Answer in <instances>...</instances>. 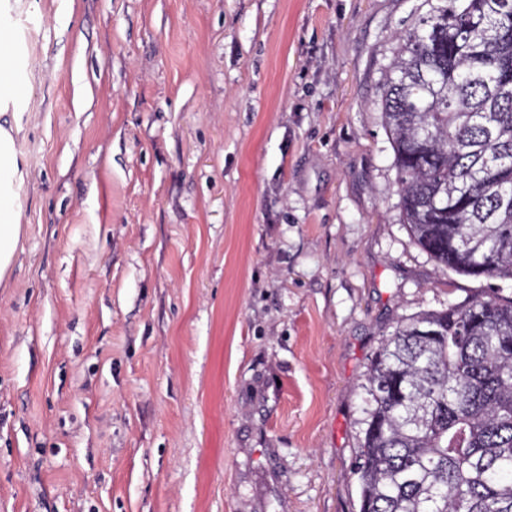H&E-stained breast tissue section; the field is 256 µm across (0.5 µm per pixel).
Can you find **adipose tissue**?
Wrapping results in <instances>:
<instances>
[{
    "label": "adipose tissue",
    "instance_id": "1",
    "mask_svg": "<svg viewBox=\"0 0 512 512\" xmlns=\"http://www.w3.org/2000/svg\"><path fill=\"white\" fill-rule=\"evenodd\" d=\"M22 179L14 129L0 123V280L8 275L13 265L22 232L17 202V187Z\"/></svg>",
    "mask_w": 512,
    "mask_h": 512
}]
</instances>
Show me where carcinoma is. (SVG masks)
Instances as JSON below:
<instances>
[{
  "instance_id": "1",
  "label": "carcinoma",
  "mask_w": 512,
  "mask_h": 512,
  "mask_svg": "<svg viewBox=\"0 0 512 512\" xmlns=\"http://www.w3.org/2000/svg\"><path fill=\"white\" fill-rule=\"evenodd\" d=\"M424 4L383 72L402 220L442 268L512 281V0ZM362 388L359 512H512V299L402 319Z\"/></svg>"
}]
</instances>
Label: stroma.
Returning <instances> with one entry per match:
<instances>
[{
	"instance_id": "35a3bbf8",
	"label": "stroma",
	"mask_w": 512,
	"mask_h": 512,
	"mask_svg": "<svg viewBox=\"0 0 512 512\" xmlns=\"http://www.w3.org/2000/svg\"><path fill=\"white\" fill-rule=\"evenodd\" d=\"M421 5L0 0V512H358L380 341L489 292L401 220L382 69ZM21 64L19 59L11 57L8 61H1L0 64V96L3 98H10L13 88L20 80ZM27 86L26 80L19 84L14 96L10 98L12 103L25 97V88ZM14 129L0 122V280L9 273L22 232L17 187L23 172L15 150Z\"/></svg>"
}]
</instances>
